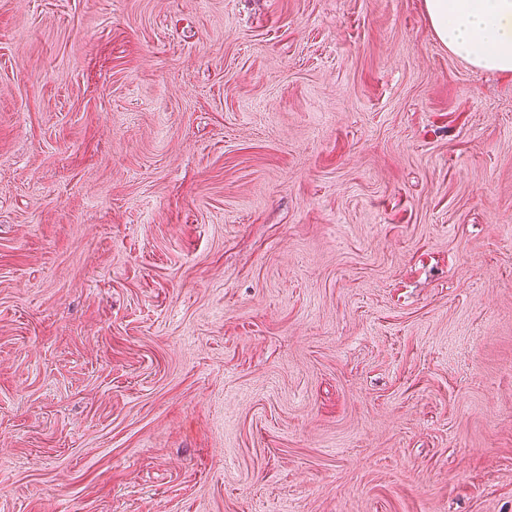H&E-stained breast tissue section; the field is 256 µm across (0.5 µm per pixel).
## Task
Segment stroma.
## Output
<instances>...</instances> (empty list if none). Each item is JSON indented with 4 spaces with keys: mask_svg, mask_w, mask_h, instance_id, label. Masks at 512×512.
Listing matches in <instances>:
<instances>
[{
    "mask_svg": "<svg viewBox=\"0 0 512 512\" xmlns=\"http://www.w3.org/2000/svg\"><path fill=\"white\" fill-rule=\"evenodd\" d=\"M0 512H512V75L424 0H0Z\"/></svg>",
    "mask_w": 512,
    "mask_h": 512,
    "instance_id": "35a3bbf8",
    "label": "stroma"
}]
</instances>
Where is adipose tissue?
<instances>
[{
  "mask_svg": "<svg viewBox=\"0 0 512 512\" xmlns=\"http://www.w3.org/2000/svg\"><path fill=\"white\" fill-rule=\"evenodd\" d=\"M440 42L473 67L512 73V0H424Z\"/></svg>",
  "mask_w": 512,
  "mask_h": 512,
  "instance_id": "ef3b65f1",
  "label": "adipose tissue"
}]
</instances>
